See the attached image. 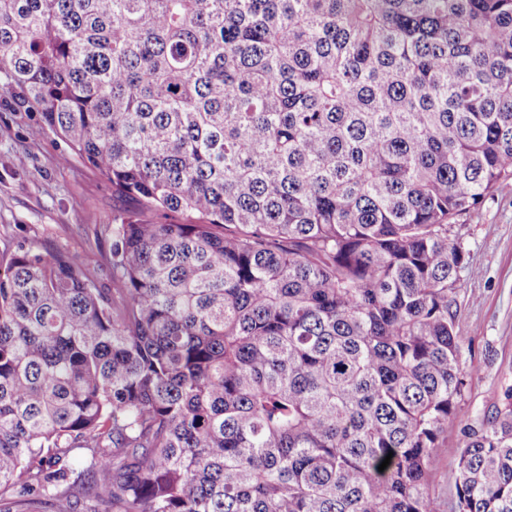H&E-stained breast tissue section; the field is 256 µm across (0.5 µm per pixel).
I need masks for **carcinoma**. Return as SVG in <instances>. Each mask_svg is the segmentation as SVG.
I'll return each mask as SVG.
<instances>
[{"instance_id": "carcinoma-1", "label": "carcinoma", "mask_w": 512, "mask_h": 512, "mask_svg": "<svg viewBox=\"0 0 512 512\" xmlns=\"http://www.w3.org/2000/svg\"><path fill=\"white\" fill-rule=\"evenodd\" d=\"M0 73L162 216L105 225L110 288L19 228L0 512H441L448 230L512 179V0H0ZM450 484L512 512V405Z\"/></svg>"}]
</instances>
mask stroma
<instances>
[{"label":"stroma","instance_id":"35a3bbf8","mask_svg":"<svg viewBox=\"0 0 512 512\" xmlns=\"http://www.w3.org/2000/svg\"><path fill=\"white\" fill-rule=\"evenodd\" d=\"M152 214L114 194L110 184L46 127L23 90L0 74V252L17 227L38 244L78 255L101 287L112 285L110 242L103 227L131 214ZM465 253L456 323L465 338L466 385L442 436L431 480L442 512H455L448 473L462 430L512 402V180L501 183L450 232Z\"/></svg>","mask_w":512,"mask_h":512}]
</instances>
